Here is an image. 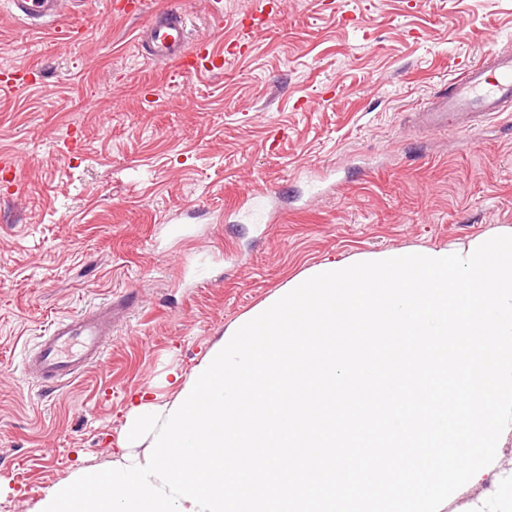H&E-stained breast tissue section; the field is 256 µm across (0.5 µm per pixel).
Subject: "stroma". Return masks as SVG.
<instances>
[{
  "mask_svg": "<svg viewBox=\"0 0 512 512\" xmlns=\"http://www.w3.org/2000/svg\"><path fill=\"white\" fill-rule=\"evenodd\" d=\"M80 0L46 28L0 0V512L106 465L133 398L173 402L225 328L300 271L512 225V112L471 146L409 128L461 64L512 42V0H273L215 72L142 57L141 18ZM257 0L178 8L223 50ZM24 87H10L18 74ZM263 193L253 215L233 205ZM134 296L103 360L23 373L55 319ZM267 2L259 0L256 11L252 14V18L257 22L251 24L242 23L239 28L237 37L232 41L236 47L241 48L242 46L254 47L253 38L254 35L261 31L265 26L269 27L273 22L275 14H271L266 10ZM259 8V9H258Z\"/></svg>",
  "mask_w": 512,
  "mask_h": 512,
  "instance_id": "1",
  "label": "stroma"
}]
</instances>
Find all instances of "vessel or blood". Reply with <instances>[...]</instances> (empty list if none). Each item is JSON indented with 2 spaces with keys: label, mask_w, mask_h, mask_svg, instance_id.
I'll use <instances>...</instances> for the list:
<instances>
[{
  "label": "vessel or blood",
  "mask_w": 512,
  "mask_h": 512,
  "mask_svg": "<svg viewBox=\"0 0 512 512\" xmlns=\"http://www.w3.org/2000/svg\"><path fill=\"white\" fill-rule=\"evenodd\" d=\"M11 13L37 26L55 21L68 8L67 0H8ZM254 21L241 25L235 46H251L258 31L270 26L274 16L266 8L253 14ZM139 51L158 63H172L182 72L218 69L224 63L210 42L188 45L186 15L182 10H155L136 36ZM512 107V52L495 48L477 62L466 65L449 80L444 93L422 99L413 109L419 123L457 136L468 144L477 119H494ZM119 309L112 303L89 313L51 323L35 348L26 354L23 369L30 379L58 387L80 376L102 360L104 342L112 333V320Z\"/></svg>",
  "instance_id": "obj_1"
}]
</instances>
